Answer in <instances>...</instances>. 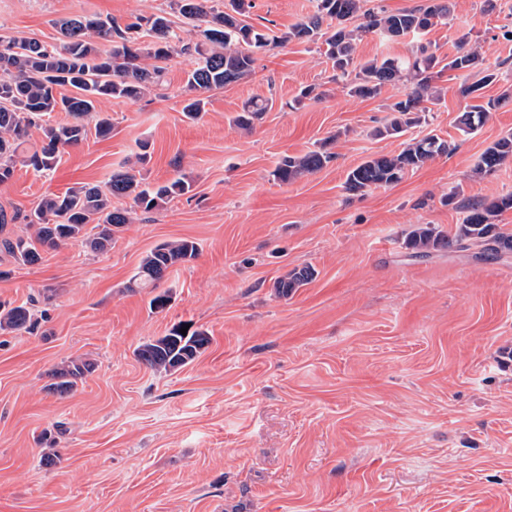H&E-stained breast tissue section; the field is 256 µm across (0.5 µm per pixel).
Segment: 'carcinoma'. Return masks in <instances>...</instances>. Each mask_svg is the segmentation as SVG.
Returning a JSON list of instances; mask_svg holds the SVG:
<instances>
[{"mask_svg":"<svg viewBox=\"0 0 512 512\" xmlns=\"http://www.w3.org/2000/svg\"><path fill=\"white\" fill-rule=\"evenodd\" d=\"M315 2L312 15L280 34L257 29L243 20L252 8L251 0H228L222 8L215 0H170L171 9L187 24L203 27L202 41H184L163 14L137 16L125 25L115 19L68 18L60 24L61 40L57 46L35 39L0 37V184L13 177L19 163L36 172L52 170L62 149L87 140L89 129L83 118L96 110L99 100L136 101L163 87L166 63L176 54L195 59L186 80L190 97L182 108L189 120L197 119L204 111L206 101L202 94L223 89L251 74L258 53L270 46L297 41L321 44L323 54L346 81L349 93L358 98H375L388 85L416 80L417 89L390 105L393 118L384 128L376 130L375 135L397 136L417 125L418 113L427 111L422 106L424 100H440L439 93L431 86L435 57L428 53L427 47L419 45L407 58L374 57L357 66L355 44L361 34L369 32L391 41L408 34L426 33L448 20L451 0H426L418 7L398 12L368 8V0ZM98 38L111 42L112 50L100 49ZM445 67L479 76L474 83L463 82L458 87L459 96L467 100L460 117L466 131L478 129L489 112L512 97V89L508 88L495 98L481 101L480 90L498 81L499 68L485 65L467 33L458 38V50ZM66 86L75 89V93H62L61 88ZM268 106L265 100L246 103L235 124L251 126ZM53 112H65L70 120L46 123L41 127L39 145L23 148L29 128ZM450 152V144L437 136L414 138L397 154L369 157L350 169L345 189L357 194L395 184L407 172ZM511 158L512 132H508L480 155L474 173L490 174ZM331 160L332 154L323 149L285 155L276 163L272 176L287 184L321 170ZM191 191L192 183L184 176L151 186L128 171H116L104 187L84 183L62 194L44 197L25 216L28 226L35 228L34 235L3 238L0 250L27 264L41 259L38 247L55 249L68 241H80L91 251L102 253L112 247L126 225L133 223L136 210H156ZM120 197L130 199L131 207L112 206V199ZM508 210H512V195L489 203H473L466 208L454 236L446 237L429 224H418L410 232L406 247L414 256L423 257L438 248L465 250L476 243L482 246L483 259L495 260L512 251V234L503 232L495 223V217ZM199 252V244L188 238L160 244L141 259L130 286L154 288L172 267L195 259ZM315 277L316 270L310 266L295 269L279 279L276 288L286 297ZM33 328L26 307L0 303V333ZM210 344L207 331L188 330L183 335L176 327L141 344L136 356L151 370L167 373L191 364ZM92 368V363L86 360L69 361L56 371L58 382L52 384L53 390L61 394L72 391Z\"/></svg>","mask_w":512,"mask_h":512,"instance_id":"1","label":"carcinoma"}]
</instances>
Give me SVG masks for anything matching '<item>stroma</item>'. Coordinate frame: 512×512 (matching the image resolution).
Instances as JSON below:
<instances>
[{
  "mask_svg": "<svg viewBox=\"0 0 512 512\" xmlns=\"http://www.w3.org/2000/svg\"><path fill=\"white\" fill-rule=\"evenodd\" d=\"M447 23L390 42L376 33L355 60L404 57L426 44L451 57L469 33L486 63L512 76V0H452ZM170 0H0V35L58 43L60 20L126 21ZM315 0H252L256 28L288 30ZM189 56L167 65L166 88L104 100L109 138L61 151L53 172L16 167L0 185L13 235L46 195L106 185L114 171L191 193L138 212L106 252L71 242L27 265L0 252V301L29 308L33 331L0 335V512H512V253L480 246L412 257L415 225L454 233L464 204L512 194V161L476 177L479 155L512 132V98L476 132L460 130L462 73L434 78L441 99L417 126L378 135L389 104L349 96L316 45L258 54L253 72L210 92L201 117L182 115ZM320 97L301 98L307 86ZM271 99L251 129L243 103ZM434 134L451 154L395 184L354 195L348 171ZM145 162L132 164L139 142ZM326 147L320 171L287 184L276 162ZM192 238L196 259L156 288L128 282L156 245ZM316 278L279 296L278 279ZM171 297L152 311L155 293ZM187 324L207 330L192 364L158 373L139 362L146 340ZM80 356L95 369L68 394L51 374ZM56 435L46 464L43 433Z\"/></svg>",
  "mask_w": 512,
  "mask_h": 512,
  "instance_id": "stroma-1",
  "label": "stroma"
}]
</instances>
